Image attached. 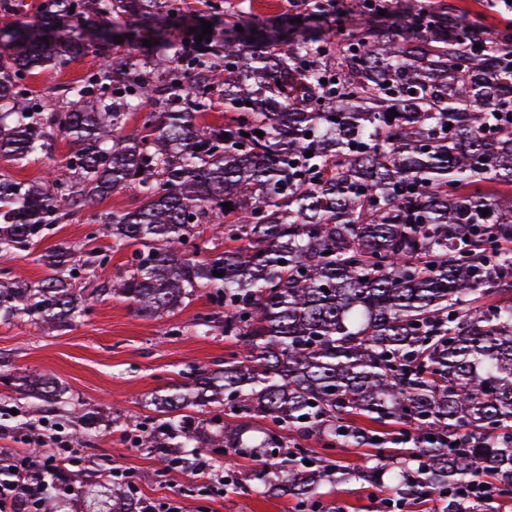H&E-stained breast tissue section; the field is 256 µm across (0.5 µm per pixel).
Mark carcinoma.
I'll list each match as a JSON object with an SVG mask.
<instances>
[{"mask_svg":"<svg viewBox=\"0 0 512 512\" xmlns=\"http://www.w3.org/2000/svg\"><path fill=\"white\" fill-rule=\"evenodd\" d=\"M296 4L275 23L229 27L219 45L175 44L166 62L139 46L48 108L27 78L64 69L85 43L43 40L18 0H0V158L20 161L58 137L74 146L41 181L0 173V251L38 243L126 187L140 195L133 209L87 218L112 248H134L124 276L77 290L81 258L58 246L39 256L41 281L0 284V320L67 327L106 291L154 317L205 289L219 310L198 326L239 350L152 396L158 419L140 445L158 463L179 461L174 448H282L285 492L297 498L334 479L386 480L418 500L484 477L512 497V301L502 300L512 293V43L444 0ZM355 14L393 30L346 25ZM113 16L158 27L164 42L182 0H44L39 11L43 28ZM216 96L219 126L204 123ZM138 114L142 134L124 133ZM205 224L224 231L205 238ZM18 388L59 402L44 375ZM206 406L240 422L183 413ZM388 427L413 444L408 457L380 451L361 470L325 456L304 464L313 449L300 439L313 432L326 449L379 447ZM243 480L257 495L276 486L267 469ZM98 512L139 510L114 496ZM445 512L495 510L451 495Z\"/></svg>","mask_w":512,"mask_h":512,"instance_id":"cac0c4a2","label":"carcinoma"}]
</instances>
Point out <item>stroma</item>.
<instances>
[{
  "label": "stroma",
  "mask_w": 512,
  "mask_h": 512,
  "mask_svg": "<svg viewBox=\"0 0 512 512\" xmlns=\"http://www.w3.org/2000/svg\"><path fill=\"white\" fill-rule=\"evenodd\" d=\"M452 2L460 10L482 15L497 41H512V14L497 7L494 0ZM183 4L189 29L216 15L231 24L245 11L270 19L292 9L290 0H183ZM103 64L97 53H88L62 72L35 73L28 81L29 91L40 99L52 98L64 84L82 79ZM70 151L68 141L58 138L50 153L19 164L0 160V171L18 181H36ZM90 230L82 215L54 225L38 246L0 253V271L16 272L36 282L46 274L38 258L47 249L61 245L85 253L107 249L110 238L90 237ZM209 308L207 296L199 292L177 313L144 318L129 302L108 294L83 321L59 331L44 329L26 317L0 321V373L41 372L66 386L69 397L61 411L0 385V407L10 410L0 417V448L17 447L13 433L21 427L46 424L62 438L74 439L82 450L79 464L60 474L59 486L84 482L100 485L108 493L127 490L139 502L159 507L175 499L182 512H390L386 502L394 498V491L359 481L325 485L314 505L271 493L255 495L242 487L241 473L256 466V459L241 456L228 463L216 450L209 460L225 476L224 491L218 494L191 465L160 469L154 450L135 443L140 429L153 426L156 412L149 400L154 391L173 381L187 382L200 368L222 369L225 358L234 352V342L223 335L200 334L195 316ZM86 410L101 411L97 428H87L82 418ZM118 471L129 472L130 482L115 479Z\"/></svg>",
  "instance_id": "stroma-1"
}]
</instances>
